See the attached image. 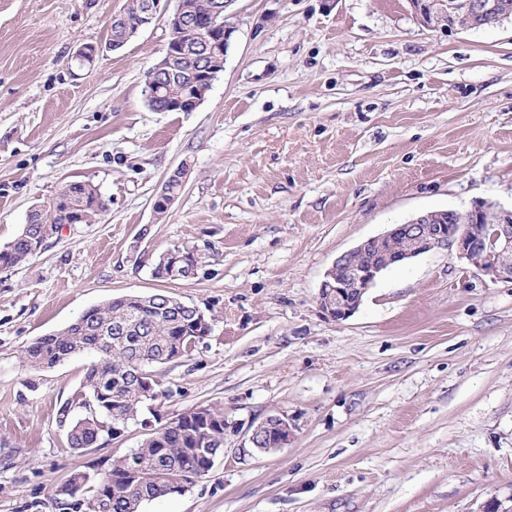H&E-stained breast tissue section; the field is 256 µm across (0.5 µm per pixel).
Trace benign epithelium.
Segmentation results:
<instances>
[{
  "instance_id": "1",
  "label": "benign epithelium",
  "mask_w": 512,
  "mask_h": 512,
  "mask_svg": "<svg viewBox=\"0 0 512 512\" xmlns=\"http://www.w3.org/2000/svg\"><path fill=\"white\" fill-rule=\"evenodd\" d=\"M161 0H145L142 12L130 21L116 13L113 21L123 30L122 38L110 47L118 49L157 18ZM413 8L427 25L450 29L474 28L488 13L503 7L498 0H411ZM194 23L193 14L177 2L168 19L169 41L163 59L146 75L145 92L158 96L168 75L181 56L179 35ZM213 32L204 43L203 65L195 81L208 85L224 70L225 48L234 27L212 20ZM448 250L466 268L492 281L512 282V208L483 201L468 211L435 210L417 215L404 224H394L384 233L362 240L341 254L325 272L319 289V306L334 321L349 318L363 296L385 270L408 259L434 250Z\"/></svg>"
}]
</instances>
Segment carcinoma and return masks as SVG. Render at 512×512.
<instances>
[{"label":"carcinoma","mask_w":512,"mask_h":512,"mask_svg":"<svg viewBox=\"0 0 512 512\" xmlns=\"http://www.w3.org/2000/svg\"><path fill=\"white\" fill-rule=\"evenodd\" d=\"M218 0H189L197 18V28L182 31L187 48L177 70L166 81L154 110L166 103L195 92L205 95L210 87L192 83L191 75L198 62V46L205 42L206 26ZM61 202L49 203L29 215L28 224L5 248L0 250V266H18L46 246L41 229L46 225L60 227L76 217L92 224L106 210V203L96 186L83 181L66 184L57 194ZM195 265L194 252L176 248L159 257L153 275L164 280L187 279ZM165 293L151 299L140 296L114 298L86 311L67 330L37 339L24 350V359L33 367H51L68 356L94 350L99 360L88 369L83 390L75 397L82 406L97 400L96 417L72 422L68 442L79 450L97 444L103 437L117 438L115 430L139 421L148 409L149 399L138 373L153 374L152 368L173 359L189 356L195 344L205 336L196 333L195 315L184 307L166 303ZM224 451V414L206 406L190 408L178 414L177 425L147 433L140 446L110 463V494L97 508L89 511L78 499L54 493L58 506L72 512H141L149 500L172 493L170 483L183 473L205 470L204 454ZM138 466V479L127 476L128 462Z\"/></svg>","instance_id":"1"}]
</instances>
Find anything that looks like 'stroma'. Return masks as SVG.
<instances>
[{
    "instance_id": "1",
    "label": "stroma",
    "mask_w": 512,
    "mask_h": 512,
    "mask_svg": "<svg viewBox=\"0 0 512 512\" xmlns=\"http://www.w3.org/2000/svg\"><path fill=\"white\" fill-rule=\"evenodd\" d=\"M125 0H0V247L67 183L107 202L0 268V512H58L71 471L98 480L141 427L75 450L93 352L40 369L22 351L110 299L167 292L210 334L157 366V419L224 414V455L142 512H481L512 495V282L446 250L383 273L348 319L318 304L361 240L430 210L512 206V20L425 27L409 0H236L224 70L192 112H154L166 15L117 51ZM99 47L93 63L76 51ZM164 217L155 195L179 167ZM204 258L155 278L173 247ZM287 445L249 446L270 416Z\"/></svg>"
}]
</instances>
